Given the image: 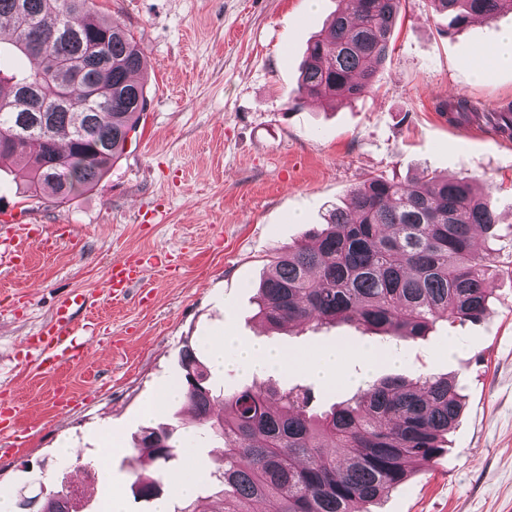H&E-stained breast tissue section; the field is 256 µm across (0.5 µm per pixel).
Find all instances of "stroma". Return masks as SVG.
<instances>
[{"label":"stroma","instance_id":"1","mask_svg":"<svg viewBox=\"0 0 512 512\" xmlns=\"http://www.w3.org/2000/svg\"><path fill=\"white\" fill-rule=\"evenodd\" d=\"M96 8L139 42L147 107L106 176L65 203L24 197L12 163L0 165V400L18 410L16 436L0 437V495L17 503L79 484L93 494L80 512H104L106 469L124 512H152L132 485L160 471L138 463L137 439L161 424L182 436L190 411L151 401L179 382L184 346L205 361L208 340L228 332L261 334L297 353L352 350L343 383L312 382L300 366L210 376L227 390L310 384L322 411L350 398L359 375L455 376L465 407L446 451L372 512H512V254L497 258L480 322H439L415 340L347 324L267 331L254 303L273 258L320 229L372 176L474 177L493 191L499 232L512 230V139L449 125L437 110L453 96L482 112L512 101V67L478 78L471 54L512 28V12L452 31L429 0H405L372 89L332 108L289 97L308 42L338 0H96ZM20 236L31 247L17 269L6 257ZM147 254L162 266L112 299L104 286L112 260ZM73 290L88 297L75 325L96 322L88 360L43 372L27 340ZM369 349L391 350L397 361L367 368ZM64 442L73 457L59 455Z\"/></svg>","mask_w":512,"mask_h":512}]
</instances>
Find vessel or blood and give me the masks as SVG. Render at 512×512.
Returning a JSON list of instances; mask_svg holds the SVG:
<instances>
[{
	"mask_svg": "<svg viewBox=\"0 0 512 512\" xmlns=\"http://www.w3.org/2000/svg\"><path fill=\"white\" fill-rule=\"evenodd\" d=\"M146 271L147 263L144 260H113L107 280L110 295L116 299L128 296L141 283ZM84 305L85 297L80 292L57 301L51 321L34 340L45 369L52 370L64 364H78L85 360L88 349L86 338L93 335L94 325L89 322L78 327L73 322L74 310Z\"/></svg>",
	"mask_w": 512,
	"mask_h": 512,
	"instance_id": "obj_1",
	"label": "vessel or blood"
}]
</instances>
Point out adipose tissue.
Listing matches in <instances>:
<instances>
[{"label":"adipose tissue","instance_id":"1","mask_svg":"<svg viewBox=\"0 0 512 512\" xmlns=\"http://www.w3.org/2000/svg\"><path fill=\"white\" fill-rule=\"evenodd\" d=\"M212 365L215 369H223L227 355H234L244 370L253 371L266 369L282 371L298 361L295 353L277 350L265 345L261 338L241 341L236 336H221L211 342Z\"/></svg>","mask_w":512,"mask_h":512}]
</instances>
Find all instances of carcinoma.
Wrapping results in <instances>:
<instances>
[{
    "instance_id": "cac0c4a2",
    "label": "carcinoma",
    "mask_w": 512,
    "mask_h": 512,
    "mask_svg": "<svg viewBox=\"0 0 512 512\" xmlns=\"http://www.w3.org/2000/svg\"><path fill=\"white\" fill-rule=\"evenodd\" d=\"M329 26L310 42L291 103L354 100L371 88L390 52L402 0H339ZM460 30L512 10V0H430ZM0 160H15L28 196L66 202L92 187L123 152L146 108L143 53L119 19L97 15L93 0H0ZM15 55L40 60L29 72ZM451 122L484 121L512 138V105L480 114L465 98L439 106ZM332 209L325 227L279 254L257 289V316L271 328L345 323L393 338L426 335L439 320L477 321L493 297L489 189L469 176L420 181L371 177ZM182 388L209 440L224 444L207 495L174 512H254L267 499L277 512H362L445 448L465 406L450 376L387 377L327 411L310 388L294 385L218 393L195 350L181 352ZM224 407V414L214 407ZM144 464L176 462L173 431L159 426L138 444ZM138 497H159L162 480L136 479ZM42 512H73L69 494L46 498Z\"/></svg>"
}]
</instances>
